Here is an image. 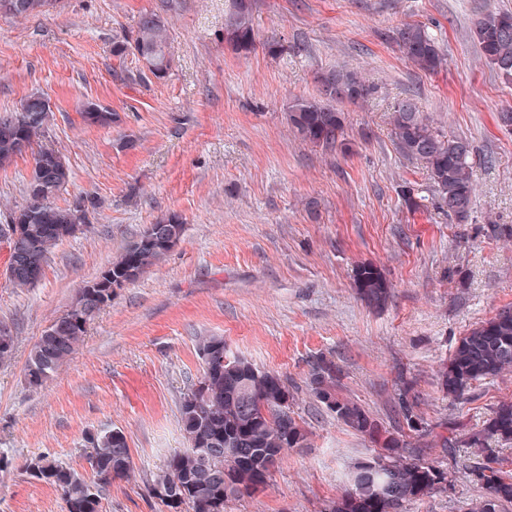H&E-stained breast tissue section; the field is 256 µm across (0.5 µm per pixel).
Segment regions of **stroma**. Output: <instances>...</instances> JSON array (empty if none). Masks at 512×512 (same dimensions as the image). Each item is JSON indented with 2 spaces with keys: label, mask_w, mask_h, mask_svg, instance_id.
<instances>
[{
  "label": "stroma",
  "mask_w": 512,
  "mask_h": 512,
  "mask_svg": "<svg viewBox=\"0 0 512 512\" xmlns=\"http://www.w3.org/2000/svg\"><path fill=\"white\" fill-rule=\"evenodd\" d=\"M158 0H65L57 13L0 17V111L32 94L52 106L44 147L71 177L55 199L100 202L91 226L64 239L28 288L8 280L0 239V324L17 341L0 365V512H65L53 487L25 465L54 457L86 479L85 436L125 432L134 473L116 480L100 512H169L149 484L185 441L179 403L201 373L196 338L220 336L228 356L280 374L298 390L294 411L311 432L288 451L267 488L228 501L224 512H324L349 485L357 460L374 446L324 412L307 392L317 358L340 369L344 396L384 427L396 419L400 379L424 399L428 436L416 442L432 460L459 471L448 492L413 502L409 512H471L477 486L464 478L473 449L442 452L454 429H481L512 378L474 384L451 399L438 379L458 339L512 307V131L496 114L512 107V84L489 66L473 38L475 0H256L258 41L281 51L241 56L225 47L228 0H186L168 18L171 69L164 79L134 55L112 54L114 37ZM429 27L447 58L438 73L408 64L396 45L406 24ZM344 67L377 92L344 103L346 149L325 152L288 128L296 97L318 94L317 75ZM413 97L449 135L468 139L476 196L469 223L432 204L419 163L391 137L392 105ZM92 101L117 113L104 128L83 123ZM132 139L133 147L121 145ZM30 152L0 168V214L22 201ZM411 185L425 204L407 207ZM175 213L181 240L157 266L117 289L89 324L70 360L31 387L33 344L146 225ZM380 269L388 304L368 307L353 290L359 264Z\"/></svg>",
  "instance_id": "obj_1"
}]
</instances>
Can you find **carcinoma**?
Returning <instances> with one entry per match:
<instances>
[{"label": "carcinoma", "instance_id": "carcinoma-1", "mask_svg": "<svg viewBox=\"0 0 512 512\" xmlns=\"http://www.w3.org/2000/svg\"><path fill=\"white\" fill-rule=\"evenodd\" d=\"M61 0H0V15L30 18L51 13ZM184 6L183 0H159L157 7L141 13L135 24L116 37L113 55L129 54L146 62L149 72L163 79L170 70L167 16ZM256 0H230L224 18V44L238 55L257 48L254 29ZM474 36L486 62L500 76L512 80V12L484 3L479 6ZM396 44L417 69L436 73L444 66L438 42L428 27L407 24L399 29ZM319 97H296L286 104L287 125L303 140L333 152L343 146L347 113L337 107L344 101L363 100L374 87L357 74L328 69L318 76ZM84 122L109 127L117 115L94 102L80 109ZM49 106L27 114L14 109L0 112V167L48 134ZM391 131L400 151L421 163L434 192V204L457 224L469 223L476 192L471 176L472 148L468 141L448 136L420 111L415 99L404 98L392 107ZM69 169L52 149L39 148L26 183L25 201L15 206L0 225L9 248L10 282L16 288L35 284L62 240L92 223L99 208L96 198L85 195L61 207L58 192L69 182ZM23 231L13 238L11 225ZM182 218L169 214L128 241L112 263L78 290L66 320L58 317L34 343L27 361L30 386L40 387L67 362L83 340L97 313L112 302L121 284H131L156 266L183 234ZM354 288L369 305L381 307L391 297L386 277L372 264L355 269ZM16 337L0 328V363L11 360ZM202 373L184 394L180 405L181 431L186 447L174 452L166 466L154 474L150 490L180 489L181 499L167 502L169 512H224V502L249 497L263 490L284 453L307 445L310 431L290 409L295 393L281 375L255 367L249 361L224 357V338L197 337ZM340 370L324 357L311 365L308 392L337 421L370 438L378 450L354 463L350 488L331 500L326 512H407L423 497L448 492L457 475L413 448L411 435L428 432L421 413L422 399L408 381L401 382L394 401L399 425L389 431L380 426L357 401L338 389ZM442 391L461 399L480 381L512 375V309L504 307L492 318L460 337L450 358L438 371ZM85 459L96 479L86 480L74 469L49 456L27 465L31 477L56 489L66 512H99L100 500L112 481L127 479L133 471L126 434L103 429L86 435ZM464 443L481 451V459L467 477L481 491L475 512H504L512 505V473L503 470L490 444H512V401L498 406L488 424L461 441L440 437L442 452ZM212 451V466L205 468L197 449Z\"/></svg>", "mask_w": 512, "mask_h": 512}]
</instances>
